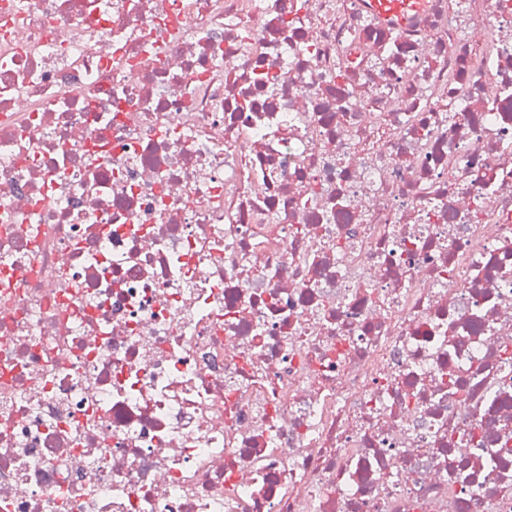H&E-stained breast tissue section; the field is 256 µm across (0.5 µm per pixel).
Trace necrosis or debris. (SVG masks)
I'll return each mask as SVG.
<instances>
[{
	"instance_id": "1",
	"label": "necrosis or debris",
	"mask_w": 512,
	"mask_h": 512,
	"mask_svg": "<svg viewBox=\"0 0 512 512\" xmlns=\"http://www.w3.org/2000/svg\"><path fill=\"white\" fill-rule=\"evenodd\" d=\"M0 512H512V0H0ZM365 6L396 25H402L411 16L425 8V0H364Z\"/></svg>"
}]
</instances>
